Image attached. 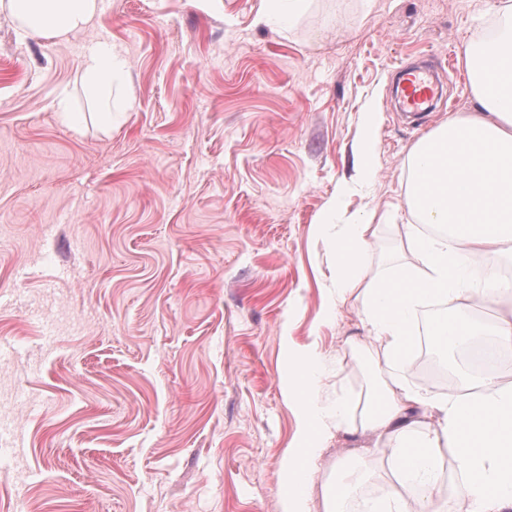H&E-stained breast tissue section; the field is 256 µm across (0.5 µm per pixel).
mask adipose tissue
I'll return each mask as SVG.
<instances>
[{
    "label": "adipose tissue",
    "instance_id": "1",
    "mask_svg": "<svg viewBox=\"0 0 512 512\" xmlns=\"http://www.w3.org/2000/svg\"><path fill=\"white\" fill-rule=\"evenodd\" d=\"M102 0H0L21 32L64 37L81 31L100 12ZM491 38L465 51L477 111L459 113L420 138L407 162L405 203L416 217L405 242L416 263L392 277L371 275L363 258L376 227L353 219L336 233L337 301L355 298L383 349L392 374L370 398L365 429L372 449L360 458L387 453L397 479L379 512H512V387L501 378L512 368L468 378L463 393L440 398L403 380L407 352L418 323L449 346L465 343L479 328L469 306L494 300L512 306V283L499 278L497 263L512 262V0H495ZM117 45H90L82 82L104 122L115 109L125 80ZM317 354H297L288 368V396L300 422L284 463L282 512H309L321 491L325 512H344L352 482L316 484L314 465L324 443L344 427L343 404L324 403L316 378ZM430 414L432 423L420 420ZM453 456L457 479H446L443 462Z\"/></svg>",
    "mask_w": 512,
    "mask_h": 512
}]
</instances>
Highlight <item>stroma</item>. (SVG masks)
<instances>
[{
    "label": "stroma",
    "instance_id": "stroma-1",
    "mask_svg": "<svg viewBox=\"0 0 512 512\" xmlns=\"http://www.w3.org/2000/svg\"><path fill=\"white\" fill-rule=\"evenodd\" d=\"M103 2L62 38L0 16V512H281L289 354H319L321 397L346 405L318 483L370 443L379 347L329 288L336 227L373 219L371 272L411 263L407 156L476 110L464 55L490 0H311L267 24L260 0ZM100 40L135 103L108 126L81 80ZM419 61L443 94L409 118L391 97ZM392 468L376 456L347 512ZM366 114L367 115L365 118L363 133L360 141L362 163L358 170V178L362 183L372 182L375 176L371 160L373 156V149L377 140V123L375 119L376 113L369 112Z\"/></svg>",
    "mask_w": 512,
    "mask_h": 512
}]
</instances>
